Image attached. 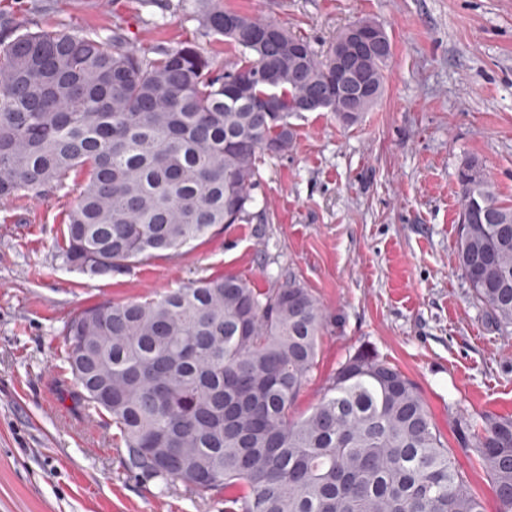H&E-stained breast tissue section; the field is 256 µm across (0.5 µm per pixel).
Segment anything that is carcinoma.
<instances>
[{"instance_id": "obj_1", "label": "carcinoma", "mask_w": 512, "mask_h": 512, "mask_svg": "<svg viewBox=\"0 0 512 512\" xmlns=\"http://www.w3.org/2000/svg\"><path fill=\"white\" fill-rule=\"evenodd\" d=\"M201 23L245 60L213 67L190 44L138 53L107 36L17 28L0 40V200L75 176L57 257L93 276L175 255L253 202L259 163L291 149L295 105L340 99L353 125L379 98L393 44L365 56L366 98L331 91L336 44L296 63L288 27L196 0ZM235 19L232 32L224 17ZM277 37L258 44L252 31ZM271 74L272 82L259 80ZM251 79L252 102L226 83ZM457 172V261L472 297L512 334V204L482 162ZM327 326L305 284L260 289L236 275L142 300L101 303L65 323L77 398L118 430L129 469L167 487L224 495V512H484L415 384L369 349L350 355L308 414L291 409ZM459 440L489 469L497 512H512V416L457 415Z\"/></svg>"}]
</instances>
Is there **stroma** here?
Masks as SVG:
<instances>
[{
  "mask_svg": "<svg viewBox=\"0 0 512 512\" xmlns=\"http://www.w3.org/2000/svg\"><path fill=\"white\" fill-rule=\"evenodd\" d=\"M284 23L319 51L368 18L393 43L383 93L354 126L295 118L294 147L264 158L245 219L109 276L61 265L55 243L73 181L0 203V512H224V498L135 477L115 427L76 403L63 327L78 310L236 274L254 287L296 276L328 326L299 397L303 415L359 346L415 383L485 512L488 471L462 448L457 412L512 416V335L472 297L456 258V172L481 160L512 202V0H224ZM110 34L139 53L188 42L217 67L238 49L209 33L193 0H0V38L28 23Z\"/></svg>",
  "mask_w": 512,
  "mask_h": 512,
  "instance_id": "stroma-1",
  "label": "stroma"
}]
</instances>
